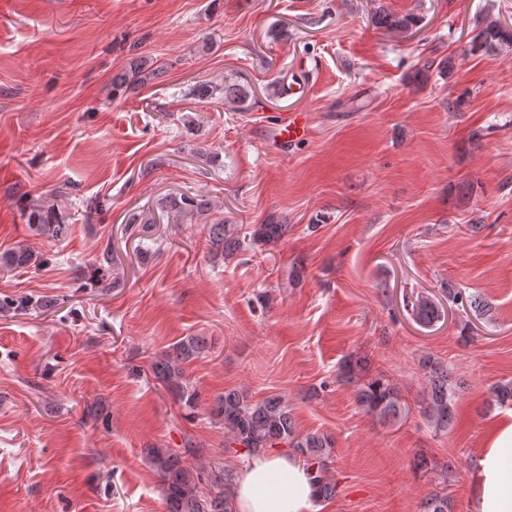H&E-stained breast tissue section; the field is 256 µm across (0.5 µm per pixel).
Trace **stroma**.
<instances>
[{
  "label": "stroma",
  "mask_w": 512,
  "mask_h": 512,
  "mask_svg": "<svg viewBox=\"0 0 512 512\" xmlns=\"http://www.w3.org/2000/svg\"><path fill=\"white\" fill-rule=\"evenodd\" d=\"M382 8L419 24L376 28ZM486 17L511 24L512 0H0V251L46 259L0 268V299L57 301L0 312V512H165L146 449L190 438L246 466L209 418L230 389L282 395L299 432L334 436L337 493L318 512H424L437 491L472 512L475 462L512 413L491 404L512 380V50L470 54ZM142 56L165 82L113 97ZM285 71L306 74L303 97H268ZM226 80L250 86V110L184 95ZM298 110L310 134L280 147ZM24 192L55 198L65 241L29 234ZM169 193L290 231L242 263L213 255L199 222L127 226ZM94 197L109 206L91 216ZM107 248L115 287L80 284L74 267ZM446 285L489 311L448 303L424 326L405 310ZM186 336L208 347L186 366L192 418L151 371ZM350 354L400 387L405 418L359 410ZM425 356L464 384L444 436L422 415ZM44 260L34 250L27 246L18 245L0 252V267L13 269H38Z\"/></svg>",
  "instance_id": "1"
}]
</instances>
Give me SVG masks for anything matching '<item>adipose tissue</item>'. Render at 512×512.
I'll use <instances>...</instances> for the list:
<instances>
[{"instance_id": "ef3b65f1", "label": "adipose tissue", "mask_w": 512, "mask_h": 512, "mask_svg": "<svg viewBox=\"0 0 512 512\" xmlns=\"http://www.w3.org/2000/svg\"><path fill=\"white\" fill-rule=\"evenodd\" d=\"M474 512H512V419L480 454L472 475ZM234 512H317L311 477L296 456L261 452L240 473Z\"/></svg>"}]
</instances>
